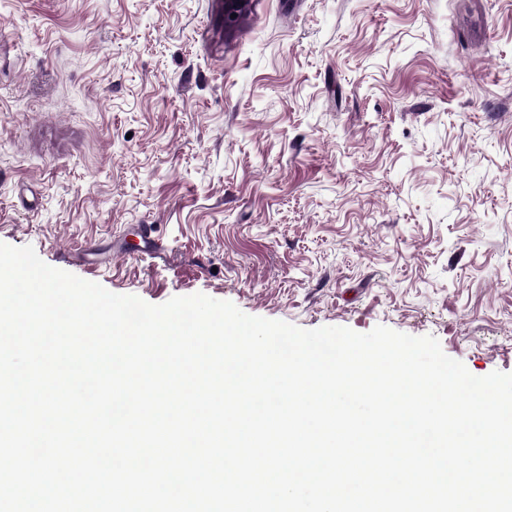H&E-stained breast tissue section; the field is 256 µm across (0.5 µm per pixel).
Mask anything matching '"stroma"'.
I'll return each instance as SVG.
<instances>
[{"mask_svg":"<svg viewBox=\"0 0 512 512\" xmlns=\"http://www.w3.org/2000/svg\"><path fill=\"white\" fill-rule=\"evenodd\" d=\"M0 0V242L158 305L512 373V0ZM154 225L166 249L81 261Z\"/></svg>","mask_w":512,"mask_h":512,"instance_id":"35a3bbf8","label":"stroma"}]
</instances>
